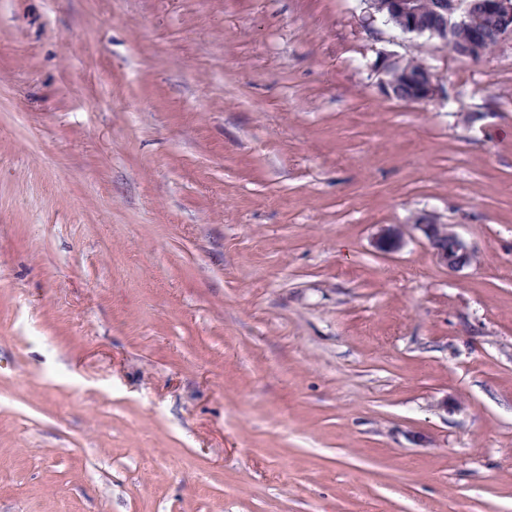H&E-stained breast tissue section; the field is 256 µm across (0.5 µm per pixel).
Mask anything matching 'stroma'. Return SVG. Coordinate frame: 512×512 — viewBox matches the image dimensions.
Instances as JSON below:
<instances>
[{
    "mask_svg": "<svg viewBox=\"0 0 512 512\" xmlns=\"http://www.w3.org/2000/svg\"><path fill=\"white\" fill-rule=\"evenodd\" d=\"M363 11L0 0V512L512 507V42ZM403 66L402 59L398 56L382 52L379 53L375 63V70L378 73L377 90L385 97L396 99L395 86L389 81V72L400 69ZM406 61V69H410L412 73L420 70L425 60L418 56L404 57ZM405 79L410 84L409 91L416 101L428 102L434 100L442 91L438 83L434 70L431 66L424 67L417 74H407ZM412 226L421 233L436 262L448 271L459 272L475 262L474 250L450 224H440L432 215L423 213L415 217ZM404 240V232L398 225H386L381 228L375 238V247L382 252H394L398 250Z\"/></svg>",
    "mask_w": 512,
    "mask_h": 512,
    "instance_id": "stroma-1",
    "label": "stroma"
}]
</instances>
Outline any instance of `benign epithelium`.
<instances>
[{"label": "benign epithelium", "instance_id": "1", "mask_svg": "<svg viewBox=\"0 0 512 512\" xmlns=\"http://www.w3.org/2000/svg\"><path fill=\"white\" fill-rule=\"evenodd\" d=\"M367 5L364 19L373 23L378 16L386 14L403 24V29L413 34L427 33L431 38L448 44V32L464 21V16L455 9L448 8V2L433 7L429 14L421 0H364ZM487 8L495 14L501 28L512 31V0H489ZM403 66L398 56L381 52L375 63L378 73L377 90L388 98H396L395 86L389 81V72ZM405 79L410 84L409 91L420 102L434 100L442 91L434 70L427 66L417 74H408ZM413 228L419 231L429 246L436 262L450 272H459L476 260L474 250L452 230L451 225L441 224L427 213L414 219ZM404 240V232L398 225H386L375 238V247L382 252L398 250Z\"/></svg>", "mask_w": 512, "mask_h": 512}]
</instances>
